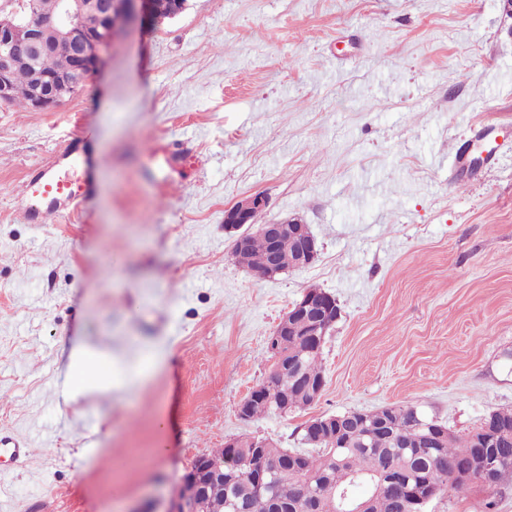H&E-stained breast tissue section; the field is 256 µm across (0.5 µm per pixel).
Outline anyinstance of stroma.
Listing matches in <instances>:
<instances>
[{
  "mask_svg": "<svg viewBox=\"0 0 512 512\" xmlns=\"http://www.w3.org/2000/svg\"><path fill=\"white\" fill-rule=\"evenodd\" d=\"M88 132L103 165L77 212L29 223L30 170ZM193 150L176 166L152 148ZM490 156L464 171L462 153ZM298 219L318 257L268 279L236 264L224 210ZM340 316L310 408L245 422L287 308ZM108 390L69 394L76 345ZM156 367L122 384L142 359ZM412 405L465 436L512 408V18L502 0H187L115 36L51 111L0 104V512H163L234 435L300 445L308 420ZM512 512V481L426 512ZM268 198L262 193H255L242 198L224 211V230L239 231L248 224L253 226L254 217L268 206ZM112 353L84 345L73 349L68 365V379L75 391L112 387Z\"/></svg>",
  "mask_w": 512,
  "mask_h": 512,
  "instance_id": "obj_1",
  "label": "stroma"
}]
</instances>
